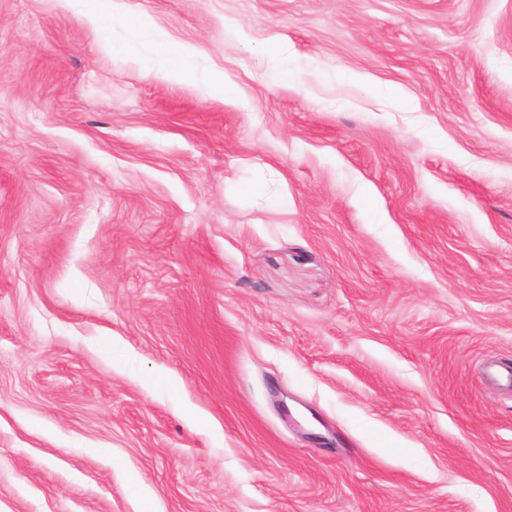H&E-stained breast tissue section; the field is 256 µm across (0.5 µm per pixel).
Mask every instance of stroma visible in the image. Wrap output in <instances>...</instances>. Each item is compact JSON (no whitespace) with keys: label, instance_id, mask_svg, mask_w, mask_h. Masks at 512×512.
Wrapping results in <instances>:
<instances>
[{"label":"stroma","instance_id":"1","mask_svg":"<svg viewBox=\"0 0 512 512\" xmlns=\"http://www.w3.org/2000/svg\"><path fill=\"white\" fill-rule=\"evenodd\" d=\"M125 2L0 0V512H512V0Z\"/></svg>","mask_w":512,"mask_h":512}]
</instances>
